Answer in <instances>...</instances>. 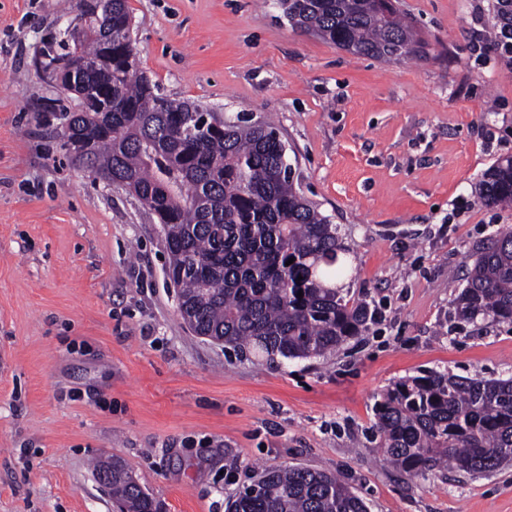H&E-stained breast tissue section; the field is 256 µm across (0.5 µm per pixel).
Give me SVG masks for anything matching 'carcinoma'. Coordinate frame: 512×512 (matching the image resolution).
I'll return each mask as SVG.
<instances>
[{
	"mask_svg": "<svg viewBox=\"0 0 512 512\" xmlns=\"http://www.w3.org/2000/svg\"><path fill=\"white\" fill-rule=\"evenodd\" d=\"M277 4L293 27L356 55L391 62L421 48L393 0ZM75 20L83 28L76 50L94 67L60 86L87 98L104 93L112 106L81 108L62 137L87 147V170L125 182L156 216L178 311L193 332L272 361L322 357L368 331L376 311L336 287L346 251L338 225L301 194L277 128L246 117L214 125L206 106L159 93L137 67L127 0ZM106 32L110 59L102 58ZM510 40L512 0H493L490 48ZM478 194L487 206H512V156L483 173ZM454 304L462 322L512 326L511 228L477 247ZM374 416L383 460L409 476L450 465L474 475L512 461V378L425 371L383 389ZM109 468L112 498L127 512H159L119 461L100 459L95 472ZM256 480L257 493L241 490L229 502L234 512H369L332 473L275 466Z\"/></svg>",
	"mask_w": 512,
	"mask_h": 512,
	"instance_id": "obj_1",
	"label": "carcinoma"
}]
</instances>
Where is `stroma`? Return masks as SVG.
Returning a JSON list of instances; mask_svg holds the SVG:
<instances>
[{
  "instance_id": "obj_1",
  "label": "stroma",
  "mask_w": 512,
  "mask_h": 512,
  "mask_svg": "<svg viewBox=\"0 0 512 512\" xmlns=\"http://www.w3.org/2000/svg\"><path fill=\"white\" fill-rule=\"evenodd\" d=\"M60 0H0V512H113L116 458L163 512H226L262 466L340 476L369 512H512V466L395 471L373 405L425 370L512 377V327L460 323L473 249L512 228L474 186L512 156V68L492 0H400L424 57L383 62L293 29L272 0H127L164 95L274 123L338 224L345 292L376 309L325 358L267 360L195 335L156 218L61 147L79 101L40 72Z\"/></svg>"
}]
</instances>
